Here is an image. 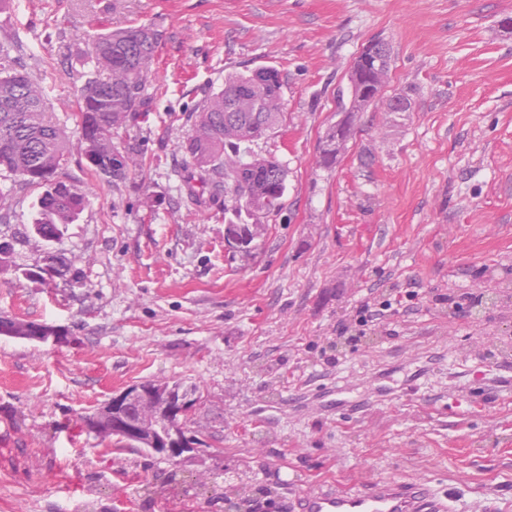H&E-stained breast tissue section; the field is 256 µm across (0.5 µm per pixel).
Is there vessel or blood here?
Segmentation results:
<instances>
[{
	"mask_svg": "<svg viewBox=\"0 0 512 512\" xmlns=\"http://www.w3.org/2000/svg\"><path fill=\"white\" fill-rule=\"evenodd\" d=\"M447 497L421 481L380 480L357 491L295 494L291 512H449Z\"/></svg>",
	"mask_w": 512,
	"mask_h": 512,
	"instance_id": "b4317fda",
	"label": "vessel or blood"
}]
</instances>
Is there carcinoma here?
Wrapping results in <instances>:
<instances>
[{
	"label": "carcinoma",
	"instance_id": "carcinoma-1",
	"mask_svg": "<svg viewBox=\"0 0 512 512\" xmlns=\"http://www.w3.org/2000/svg\"><path fill=\"white\" fill-rule=\"evenodd\" d=\"M92 50L77 58L82 83L76 104L82 123V155L97 177L123 181L135 166L137 147L112 148V129L145 114V83L158 44L151 25L87 35ZM389 43L377 39L363 48L350 77V102L340 103L344 117L326 134L320 153L323 166L333 165L353 137L356 113L381 99L375 73L389 75ZM282 78L273 67L248 74H229L224 87L194 108L184 149L191 159L188 178L203 187L224 188V213L231 214L233 250L249 252L260 241V218L275 212L287 192V170L273 156L254 153L251 145L268 136L283 115ZM70 135L55 125L45 89L29 73L0 57V169L41 190L33 220L35 235L55 238L84 211L85 190L57 179L68 162Z\"/></svg>",
	"mask_w": 512,
	"mask_h": 512
}]
</instances>
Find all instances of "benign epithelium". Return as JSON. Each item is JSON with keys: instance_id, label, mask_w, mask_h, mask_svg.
Segmentation results:
<instances>
[{"instance_id": "obj_1", "label": "benign epithelium", "mask_w": 512, "mask_h": 512, "mask_svg": "<svg viewBox=\"0 0 512 512\" xmlns=\"http://www.w3.org/2000/svg\"><path fill=\"white\" fill-rule=\"evenodd\" d=\"M60 253L45 251L37 261L41 274L44 277L54 278L60 272ZM2 333L11 335L16 339L28 341L46 342L52 340L60 342L64 339L62 333L56 329L43 327H30L15 322L12 330L2 329ZM130 402H136L140 406V412H149L152 421L176 420L185 415L189 402L178 399L167 393L163 398H158L157 387L138 383L131 385L115 395L101 408L89 415L95 422L96 429L102 432V436L109 438L112 433L119 432L138 448H166V456L171 459L179 458L185 453L191 452L186 447L182 431L175 428L156 431L143 423V420L131 422L125 415L124 408Z\"/></svg>"}]
</instances>
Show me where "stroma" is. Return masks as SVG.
Listing matches in <instances>:
<instances>
[{
  "label": "stroma",
  "instance_id": "stroma-1",
  "mask_svg": "<svg viewBox=\"0 0 512 512\" xmlns=\"http://www.w3.org/2000/svg\"><path fill=\"white\" fill-rule=\"evenodd\" d=\"M158 30L146 117L112 145L142 148L119 183L72 152L89 193L59 239L0 270V316L66 342L0 336V512H289L292 490L428 482L466 512L512 502V0H24L0 9V54L45 88L76 132L71 56L86 34ZM391 47L385 95L358 113L337 163L321 142L373 38ZM283 78L281 122L255 152L288 171L250 253L225 242L223 201H194L183 145L195 106L231 73ZM39 191L0 171V238ZM69 263L44 284L42 246ZM388 304L362 321V306ZM198 387L201 439L180 465L118 448L82 416L146 381Z\"/></svg>",
  "mask_w": 512,
  "mask_h": 512
}]
</instances>
